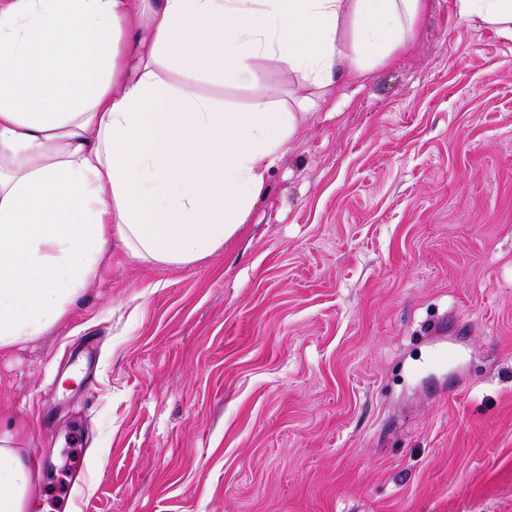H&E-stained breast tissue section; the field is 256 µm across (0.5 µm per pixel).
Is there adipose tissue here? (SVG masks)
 I'll list each match as a JSON object with an SVG mask.
<instances>
[{"instance_id": "1", "label": "adipose tissue", "mask_w": 512, "mask_h": 512, "mask_svg": "<svg viewBox=\"0 0 512 512\" xmlns=\"http://www.w3.org/2000/svg\"><path fill=\"white\" fill-rule=\"evenodd\" d=\"M512 38V0H454ZM424 0H0V351L45 334L119 237L132 257L204 261L246 224L297 117L227 112L166 79L320 90L411 43ZM348 25L350 39L339 38ZM31 466L0 438V512Z\"/></svg>"}]
</instances>
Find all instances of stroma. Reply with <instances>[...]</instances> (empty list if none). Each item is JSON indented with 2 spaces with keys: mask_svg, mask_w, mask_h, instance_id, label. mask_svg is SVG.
I'll use <instances>...</instances> for the list:
<instances>
[{
  "mask_svg": "<svg viewBox=\"0 0 512 512\" xmlns=\"http://www.w3.org/2000/svg\"><path fill=\"white\" fill-rule=\"evenodd\" d=\"M451 3L299 113L223 249L112 240L0 354L26 512H512V39ZM168 79L230 112L305 93L265 59Z\"/></svg>",
  "mask_w": 512,
  "mask_h": 512,
  "instance_id": "obj_1",
  "label": "stroma"
}]
</instances>
